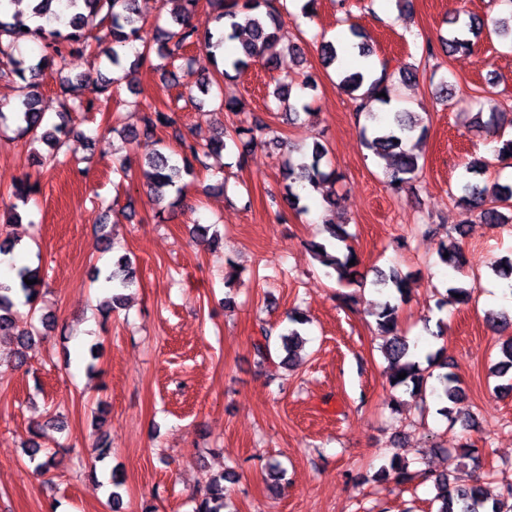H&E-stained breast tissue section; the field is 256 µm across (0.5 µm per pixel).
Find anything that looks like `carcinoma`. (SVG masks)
Listing matches in <instances>:
<instances>
[{"mask_svg":"<svg viewBox=\"0 0 512 512\" xmlns=\"http://www.w3.org/2000/svg\"><path fill=\"white\" fill-rule=\"evenodd\" d=\"M58 0H36L32 10L33 16L44 20V24L22 30L25 23L19 19V13H14L7 21L0 15V78L17 76L24 86L19 101L14 106L19 125L17 135L24 137L36 135L44 119V113L38 109V98L35 83L39 74L45 69L56 71L60 75L62 106L67 111L82 112L92 109V104L86 103L79 95V79L64 75L67 56L82 53L92 47V41L99 40L93 35V30L107 25L113 47L105 52V56L116 70L123 69L122 59L117 47H125L130 42L141 43L142 50L137 52L134 64L144 65L151 62V53L173 63L178 52L190 46L206 48L213 61L222 64L219 77L223 81H232L237 75L249 68L250 64L261 59L265 65H275L282 52L279 31L284 16L289 14L288 0H208L214 12L213 20L218 26L211 29H200L192 22L198 10L200 0H173L176 11L172 17L174 27L171 29L160 26L149 34L144 30L138 16V0H65L66 13L56 9ZM459 19L453 18L450 24L455 26L450 37L442 39V44L450 53L466 52L471 49L472 38L478 37L483 29V22L476 17L469 18L463 26H458ZM349 35L353 39V47L357 48L362 57L371 55L367 36L357 28H350ZM21 37L41 40L44 54L34 65L26 64L25 58L18 53L16 42ZM231 41L239 42V49L233 55L217 58L216 49L222 48ZM338 87L358 102L357 113L364 112L371 103L380 106L390 105L393 85L389 83L386 70L375 78L359 70L338 72ZM179 107L176 104L163 108H153L143 118L141 128L127 130L126 136L134 141L140 137L154 135L160 128L172 129V135L181 145L182 162L171 159L163 152H158L149 163L153 167V181L150 193L162 203L169 194L176 193V198L168 203V208L179 205L181 201V182L183 176L192 173V161L199 159L201 141L211 151L232 150L238 144L254 145L258 138L273 132V129L258 117L252 121L240 120L224 128V132L202 137L198 126L185 129L178 126L175 113ZM366 113V112H364ZM370 125L363 129L364 145L375 155L388 158L391 161L387 173L388 189L393 194L417 191V182L423 166L407 143L412 139L422 140L427 128L419 125L409 112H395L384 118L377 112L366 113ZM507 122L504 113L490 112L487 120L477 118V123L496 134V146L493 151L497 154L507 152L512 155V138L505 139L501 134L502 125ZM71 130L65 124L54 125L43 131L42 141L50 148L61 146L62 138L68 136ZM327 156L326 148L316 143L311 153L300 150L293 153L288 150V205L297 210H305L301 205L302 190L309 185L314 189L321 188L327 183H335L338 179L336 171L325 170L323 160ZM458 202L467 206L483 224H508L512 222V184H479L470 179L461 186ZM326 232L329 234L323 242L312 244V250L318 263L333 271L336 280L354 282L360 264L355 251L348 245L351 234L344 224L325 221ZM439 257L441 261L456 270H462L466 264V256L459 239L448 236V241L440 243ZM355 264H349V261ZM37 280L28 285L24 279ZM135 271L128 259L122 257L116 263V268L105 274L103 286L112 289H126L133 285ZM42 278L37 268L28 265L13 268V276L8 281L0 282V344L12 345L9 359L14 366L21 367L27 363V349L35 342V333L19 327L14 317L15 299L21 295L24 304L29 307L28 314L35 315ZM374 285L389 290L390 299L378 305L372 312L378 329L386 336L382 345L385 358L394 366L388 379L392 387H404L406 391L422 400L431 394L440 400L453 404L461 398L462 388L454 373L447 371L449 364L441 357V351L429 353L425 360L415 359V353L410 351L409 340L401 334L398 328L399 303L404 301L409 293L408 282L394 268L389 272L377 273ZM471 289L452 284L445 290L442 302L446 304L460 303L469 300ZM289 321L295 327L278 335L280 348L284 357L280 364L293 367L299 361V351L304 339L298 326L305 319L297 313L289 316ZM486 321L497 332L506 334L502 341L491 373L497 378L504 379L498 385L500 392H512V318L502 311L486 312ZM272 332L263 330L262 335L254 343L255 355L264 362L272 358ZM404 373L406 377L398 378ZM111 453L106 441L102 440L93 448V456L89 464V482L93 490L104 487L96 473V463L103 461ZM26 454L31 461H37L36 467L48 471L59 465L57 453L41 451L38 442L32 440L28 444ZM424 477L433 482L436 493L433 501L438 503L437 512H512V485L498 494L480 485H456L450 482L448 473H437L432 470H413L407 459L398 453L393 454L375 473L378 482L392 481L404 485ZM229 473L212 474L206 480L205 493L193 499L192 512H232L229 508L228 495L225 493L224 481Z\"/></svg>","mask_w":512,"mask_h":512,"instance_id":"carcinoma-1","label":"carcinoma"}]
</instances>
